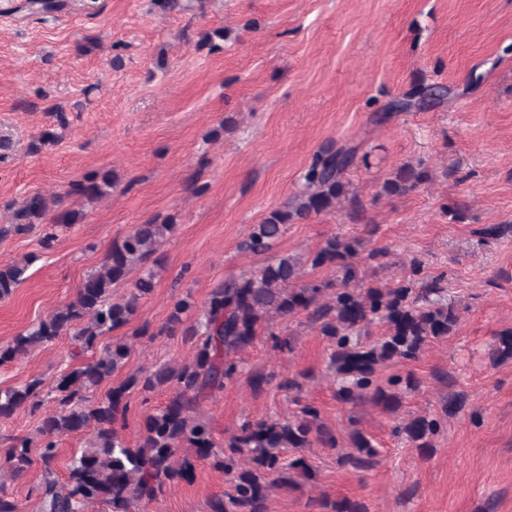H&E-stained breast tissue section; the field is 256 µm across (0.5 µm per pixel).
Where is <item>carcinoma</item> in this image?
Here are the masks:
<instances>
[{
  "mask_svg": "<svg viewBox=\"0 0 512 512\" xmlns=\"http://www.w3.org/2000/svg\"><path fill=\"white\" fill-rule=\"evenodd\" d=\"M446 95L444 87H420L397 107L427 108L441 103ZM352 160L351 149L321 148L303 174L305 190L255 225L241 242V249L265 254L294 220L335 209L345 195L343 174ZM426 179V172L403 165L385 180L382 190L388 195L406 193ZM112 180L110 170L89 173L71 184L68 195L99 198L112 187ZM5 209L13 211L14 223L0 227V236L25 234L45 222L51 228L67 226L80 218V212L71 208L48 215V201L39 194L18 208L7 202ZM175 228L171 219L134 227L112 246L100 270L87 275L74 301L0 345V363L46 346L64 334L70 335L76 349L73 357L93 352L91 360L61 376L47 391L40 378L20 388L0 390L1 420L22 408L34 412L51 400L58 405L42 418L36 436L11 437L0 454V471L18 479L31 464V448H38L44 471L37 487L40 512H81L94 502L112 506V512H128L134 501L152 504L168 487L193 479L194 463L181 454L185 448L194 449L197 459L213 460L218 469L233 477L232 491L213 499L210 512H267L272 488H296L297 478L310 477L312 467L303 456L282 464V448L301 450L317 443L337 450L341 466L354 471L369 468L376 451L364 433L352 430L347 448H340L335 433L320 422L318 409L310 404L294 420L246 423L217 448L208 423L198 412L200 399L223 390L236 378L240 370L233 355L250 347L261 333L270 336L278 348L290 347L288 339L272 330L273 322L304 313L334 345L330 364L342 380L336 399L353 407L370 400L395 412L404 395L416 391L419 383L408 374L389 378L383 387L377 384L378 369L389 362L417 359L427 345L451 334L457 325L444 275L425 276L421 264L414 261L409 280L396 284L368 280L362 265H383L388 249L366 251L362 239L334 234L304 259L280 256L254 272L218 284L201 308L189 295L178 298L158 331H150V324L145 323L136 336L179 333L194 339L192 359L174 367L132 373L104 397L92 401L89 394L121 371L130 356L128 344L102 345L100 338L132 320L140 302L153 291L154 274L149 268L144 270L133 289L120 299L112 298V286L145 262L157 243ZM30 263L25 259L0 265V300L9 298L22 283ZM304 264L313 270L332 268L336 277L298 285ZM375 323L385 327L382 336L373 342L362 340ZM507 359H512V328L493 336L489 344L492 364ZM170 384L176 388L175 396L162 410L146 416L136 445L126 443L114 424L129 410L127 394L149 393ZM90 425L94 430L86 447L71 460L66 482H58L54 470L59 438ZM440 428V419L417 416L395 432L424 449L431 447ZM315 505L320 512H368L358 500L321 498ZM0 512H22L4 481L0 482Z\"/></svg>",
  "mask_w": 512,
  "mask_h": 512,
  "instance_id": "1",
  "label": "carcinoma"
}]
</instances>
